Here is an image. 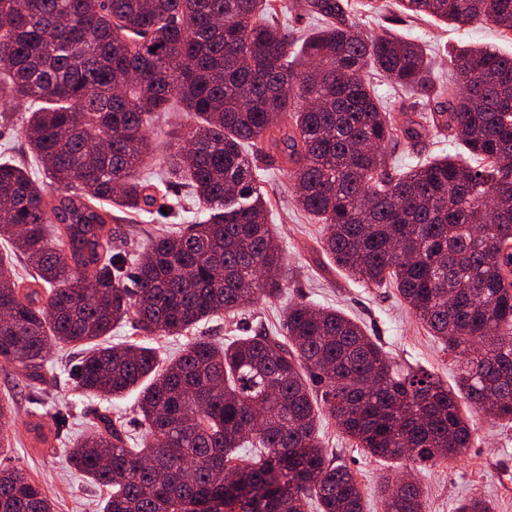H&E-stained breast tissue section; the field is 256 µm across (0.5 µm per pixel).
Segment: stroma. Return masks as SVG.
Wrapping results in <instances>:
<instances>
[{
	"instance_id": "obj_1",
	"label": "stroma",
	"mask_w": 512,
	"mask_h": 512,
	"mask_svg": "<svg viewBox=\"0 0 512 512\" xmlns=\"http://www.w3.org/2000/svg\"><path fill=\"white\" fill-rule=\"evenodd\" d=\"M353 19L364 35L377 36L388 30L421 43L440 79L448 76L449 53L461 46L492 45L502 52H512V33H500L486 22L458 29L429 18L405 17L393 6L382 13L361 9ZM27 116L25 108H12L9 123L0 127V159L9 157L29 162L25 140ZM188 121L183 112H167L154 121L151 136L158 152L144 159L135 170L136 176L143 178L158 171L160 151L165 150L178 126ZM454 151L447 137L428 129L415 141H401L392 161L398 168L407 169L420 158L444 156ZM259 175L269 204L268 221L285 259L282 291L277 297L235 314L213 318L199 326L198 335L225 343L239 336L253 335L262 328L279 334L283 331V310L304 300L340 309L359 321L368 335L380 340L394 361L417 364L440 379L455 380L457 366L452 356L412 315L397 289L389 284L367 287L338 269L318 247L324 235L323 225L297 208L287 176L268 161L262 162ZM174 194L178 205L170 217L120 215L116 225L125 232L129 251L142 254L151 238L161 231L204 219V212L189 201L184 189H175ZM75 363L74 354L53 346L43 371L44 379L37 382L29 380L20 366L0 360V397L13 400L18 416L6 448L0 450V468L21 469L55 500L57 512H102L105 490L68 464L65 446L46 452L34 442L28 430L29 423L48 425L59 414L66 420L65 435L76 439L91 434L97 416L106 415L121 429L130 447H139L145 428L136 410V394L110 401L86 396L72 376ZM460 412L473 427L470 447L459 459L412 472L423 491L426 512H454L458 500L471 496L493 499L496 512H512V427L476 413L465 404ZM319 437L334 464L347 466L356 475L363 491L364 512H384L378 486L382 476L397 472L396 462L367 457L329 419L322 421Z\"/></svg>"
}]
</instances>
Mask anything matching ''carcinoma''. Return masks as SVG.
<instances>
[{
  "instance_id": "1",
  "label": "carcinoma",
  "mask_w": 512,
  "mask_h": 512,
  "mask_svg": "<svg viewBox=\"0 0 512 512\" xmlns=\"http://www.w3.org/2000/svg\"><path fill=\"white\" fill-rule=\"evenodd\" d=\"M409 18L512 33V0H400ZM317 32L296 42L271 0H0V98L31 105L27 151L39 183L0 162V359L42 381L54 343L80 351L86 394L139 391L146 438L128 448L107 417L67 460L109 490L103 512H364L351 470L321 448L328 417L372 457L432 466L469 447L460 400L512 424V55L467 47L448 55L438 88L426 49L392 33L367 37L353 5L302 0ZM448 106L424 120L448 132L450 155L390 171L388 150L420 136L380 103L368 74ZM192 122L170 141L164 182L211 211L159 236L128 266L117 217L149 212L159 186L133 172L155 151L164 112ZM279 159L295 201L324 224L321 249L351 278L391 282L455 355L450 386L394 367L382 345L340 311L288 307L285 336L194 339L160 365L137 341L105 343L137 316L146 335L182 336L224 312L276 296L282 250L256 182ZM35 270L14 276L16 257ZM17 422L0 399L3 435ZM64 418L32 426L62 443ZM384 512H423L403 476L379 485ZM0 512H56L37 482L0 469ZM456 512H494L471 497Z\"/></svg>"
}]
</instances>
